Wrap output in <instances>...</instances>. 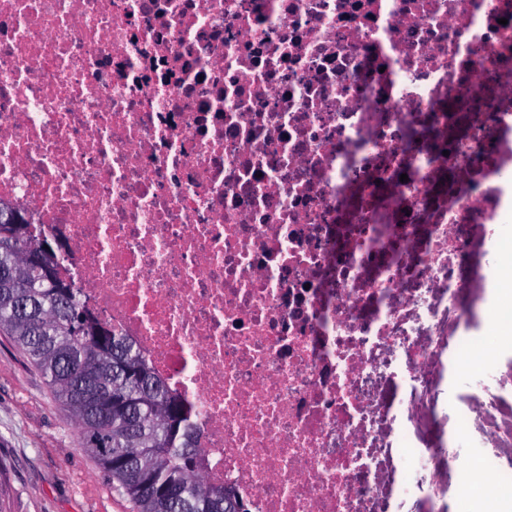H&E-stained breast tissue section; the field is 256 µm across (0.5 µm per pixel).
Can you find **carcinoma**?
<instances>
[{
	"mask_svg": "<svg viewBox=\"0 0 512 512\" xmlns=\"http://www.w3.org/2000/svg\"><path fill=\"white\" fill-rule=\"evenodd\" d=\"M36 248L40 267L17 268ZM56 251L0 206V331L46 377L85 448L138 512H248L230 490L200 481L202 448L184 403L130 340L87 316Z\"/></svg>",
	"mask_w": 512,
	"mask_h": 512,
	"instance_id": "1",
	"label": "carcinoma"
}]
</instances>
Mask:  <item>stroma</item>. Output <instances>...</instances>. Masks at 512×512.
Listing matches in <instances>:
<instances>
[{
    "instance_id": "1",
    "label": "stroma",
    "mask_w": 512,
    "mask_h": 512,
    "mask_svg": "<svg viewBox=\"0 0 512 512\" xmlns=\"http://www.w3.org/2000/svg\"><path fill=\"white\" fill-rule=\"evenodd\" d=\"M0 512H136L41 372L1 332Z\"/></svg>"
}]
</instances>
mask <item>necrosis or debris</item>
Listing matches in <instances>:
<instances>
[{
  "instance_id": "4bbe7bcc",
  "label": "necrosis or debris",
  "mask_w": 512,
  "mask_h": 512,
  "mask_svg": "<svg viewBox=\"0 0 512 512\" xmlns=\"http://www.w3.org/2000/svg\"><path fill=\"white\" fill-rule=\"evenodd\" d=\"M1 202L248 512H391L442 460L512 512L467 416L401 423L512 353V0H0Z\"/></svg>"
}]
</instances>
